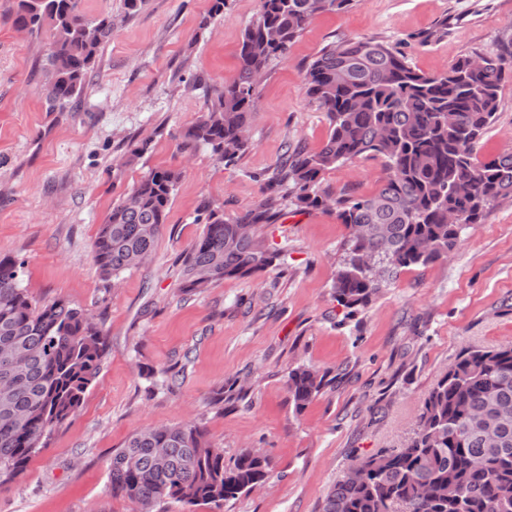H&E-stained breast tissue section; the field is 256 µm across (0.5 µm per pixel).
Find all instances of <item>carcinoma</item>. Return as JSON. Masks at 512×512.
I'll use <instances>...</instances> for the list:
<instances>
[{
    "mask_svg": "<svg viewBox=\"0 0 512 512\" xmlns=\"http://www.w3.org/2000/svg\"><path fill=\"white\" fill-rule=\"evenodd\" d=\"M356 0H261L246 27L239 75L184 135L226 163L249 148L247 128L269 64L286 53L312 19L344 11ZM17 23L39 34L49 26L42 69L49 111L81 93L102 49L112 40V13L86 17L82 0H17ZM448 19L419 35L443 37ZM459 59L427 74L375 39L332 41L307 72L306 93L325 112L329 134L320 150L297 146L263 177L274 193L286 186L303 209L336 210L350 233L333 282L336 302L352 316L410 267L448 258L462 233L497 202L512 199V154L481 161L477 146L494 124L502 85L512 79V48ZM359 157H380L388 175L377 194L333 197L319 189L323 174ZM182 172L149 171L112 205L92 244L106 277L151 255ZM202 235L182 261L184 292L266 269L277 253L258 236L269 220L259 204L234 220L215 209L199 216ZM372 254L376 275L362 265ZM23 263L0 258V350L18 347L23 370L0 367V487L25 473L28 462L83 405L107 354L102 331L81 307L63 299L36 305L23 286ZM326 374L298 365L288 388L300 411L325 385ZM365 479L339 480L323 512H512V345L468 348L431 387L410 440L364 458ZM112 495L135 504L224 502L270 476L268 457L242 452L224 464V449L192 424L148 426L112 452Z\"/></svg>",
    "mask_w": 512,
    "mask_h": 512,
    "instance_id": "cac0c4a2",
    "label": "carcinoma"
}]
</instances>
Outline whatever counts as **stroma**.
I'll list each match as a JSON object with an SVG mask.
<instances>
[{
    "label": "stroma",
    "instance_id": "1",
    "mask_svg": "<svg viewBox=\"0 0 512 512\" xmlns=\"http://www.w3.org/2000/svg\"><path fill=\"white\" fill-rule=\"evenodd\" d=\"M145 0L125 17L123 0H83L114 17L85 88L65 112L48 111L38 58L45 36L21 30L14 0H0V257L24 260L33 303L63 299L88 310L108 354L81 410L51 437L24 475L0 490V512H136L112 496L109 462L146 426L190 423L225 461L257 448L271 461L266 483L221 507L166 505L165 512H322L353 455L402 447L430 388L465 348L512 344V200L463 234L447 261L402 271L365 311L347 316L333 296L349 230L335 213L264 193L262 176L287 147L318 151L329 125L305 90L309 63L327 43L388 42L421 71L512 41V0H357L317 15L272 60L258 88L249 149L225 163L184 131L239 73L242 34L260 0ZM447 19L448 34L415 36ZM512 153V80L477 148ZM181 170L151 257L117 279L93 257L114 202L150 170ZM386 177L378 158L327 171L331 195L369 197ZM264 204L274 221L260 235L274 266L185 293L181 256L201 236L206 206L233 220ZM327 383L295 410L288 372L299 364ZM176 374L173 388L162 371ZM241 400L220 402L229 386Z\"/></svg>",
    "mask_w": 512,
    "mask_h": 512
}]
</instances>
